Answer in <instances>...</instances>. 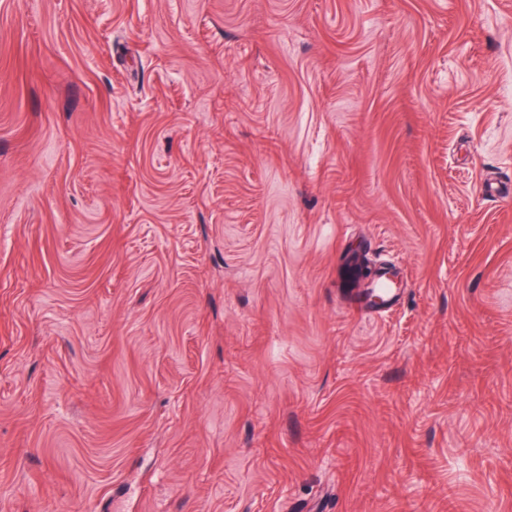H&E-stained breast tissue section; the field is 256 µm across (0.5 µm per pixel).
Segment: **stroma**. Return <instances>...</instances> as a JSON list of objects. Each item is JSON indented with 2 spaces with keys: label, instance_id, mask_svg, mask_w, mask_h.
<instances>
[{
  "label": "stroma",
  "instance_id": "1",
  "mask_svg": "<svg viewBox=\"0 0 512 512\" xmlns=\"http://www.w3.org/2000/svg\"><path fill=\"white\" fill-rule=\"evenodd\" d=\"M489 177L512 0H0V512H512ZM371 283V289H362L358 292L360 297L359 312L365 316H381L397 306L402 299V290L396 288L395 278L399 272L395 269H381ZM366 291V295L362 293Z\"/></svg>",
  "mask_w": 512,
  "mask_h": 512
}]
</instances>
